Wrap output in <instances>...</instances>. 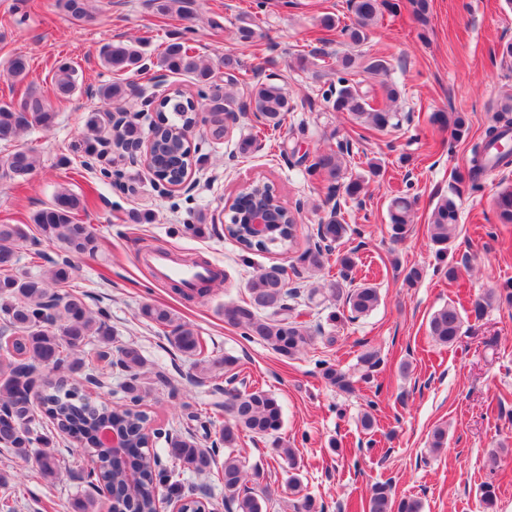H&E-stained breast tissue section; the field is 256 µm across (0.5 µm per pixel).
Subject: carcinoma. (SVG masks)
Returning a JSON list of instances; mask_svg holds the SVG:
<instances>
[{
  "mask_svg": "<svg viewBox=\"0 0 512 512\" xmlns=\"http://www.w3.org/2000/svg\"><path fill=\"white\" fill-rule=\"evenodd\" d=\"M195 0H152L153 8L160 14L177 12L188 18L194 14ZM386 0H350L353 22L341 26L339 32L346 41L360 45L367 39V31L375 23L385 7ZM59 6L74 21L88 17V0H59ZM103 66L111 71L143 74L153 68L192 79L195 90L175 88L159 103L158 112L163 114L162 125L154 134L150 145V158L158 177L177 184L192 166L201 161L199 147L193 146L184 136V130L193 122L196 112L207 110L215 116L212 135H224V122L219 114L238 109L251 112L262 120L267 128L278 129L288 113L297 104L283 85L267 78L250 86L246 99L236 98L233 88L241 72L240 60L226 53L218 59L224 67L226 81L216 79L213 65L195 53L181 41L168 43L163 51L151 56L141 42H112L101 52ZM357 59L345 54L330 67L336 80L330 82L323 93L324 100L336 112H346L361 125L384 131L397 128L402 119L390 103L396 101L399 90L393 83L383 82L380 89L363 88L349 79ZM28 75V62L22 56L11 60L0 77L23 81ZM55 87L61 97H69L78 89V72L70 64H59L55 72ZM97 94L103 108L88 114L86 127L89 135L83 152L93 158L102 177L112 178V158L103 151L100 129L111 122L112 110H127L131 88L120 82L99 86ZM502 116L487 127L481 141L471 147L470 166L459 180L471 190L481 188L483 177L490 171L512 165V153L499 149L507 144L512 133V97L500 105ZM56 119L51 104L37 91L31 90L18 102H0V144L9 152L0 156V180L19 181L27 178L38 163L34 151L16 141L32 127L51 128ZM431 121L441 127L452 128L453 136L461 140L469 133V121L462 112H435ZM145 131L137 122H127L116 135L117 141L139 142ZM344 160L343 143L327 146L317 152L306 167L311 177L327 182V195L339 191L356 199L364 190V181L342 179ZM275 215V224L265 239H247L242 217L251 200L238 197L229 215L227 230L229 239L247 252L272 253L293 247L297 229L293 227L292 214L275 193L264 196ZM497 217L502 224H512V188H505L495 197ZM414 200L406 194L394 196L388 207L391 237L395 241L406 238L412 224ZM84 209L82 198L64 188L52 201L36 211L31 224H0V337L12 338L13 354L0 359V450L15 458L27 461L35 458L37 474L46 482L61 476L64 467L52 447L54 434H67L77 438L95 450L100 467L94 476L84 472L71 474L80 481L93 479L104 485L112 496L116 512H156L155 489L163 487L168 494L185 501L183 508L198 512L201 503L196 500V487L185 485L179 479L182 472L196 475H217L224 484V507L227 512H264L266 497L246 487L245 461L234 455L240 435L270 442L271 459L281 460L288 466L287 486L290 494L300 493L297 471L301 467L299 450L281 441L282 407L268 391L253 387L226 388L224 411L230 422L218 431L219 447L201 444L196 434L186 431L171 434L150 426V416L141 409V402L151 390V382L145 376L144 358L131 345L112 346V329L108 324L109 312L100 309L91 312L84 298L59 288L70 283L77 270L75 260L93 254L97 238L91 227L82 224L77 214ZM459 225V208L451 196L436 203L430 216L429 234L435 247L439 269L450 279L456 278L458 266L447 261L448 248ZM354 232L345 224L341 212L336 211L326 222L318 225L317 236L327 244V249L308 247L300 255L303 267L308 271L325 268L332 250L340 245L348 234ZM36 243L59 244L64 256L52 262L48 269L38 268L44 259L41 251L29 255L34 271H19L20 247L28 239ZM341 267L340 280L329 283L330 297L348 306L351 318L366 315L378 305L376 288L361 285L345 289L354 266L352 254L338 256ZM249 299L242 304L224 305V322L242 330L248 339L256 338L268 345L278 355L292 359L306 350L312 334L297 321L290 301L298 297L294 288L287 287L285 269L277 264L261 268L248 282ZM141 315L163 329L168 343L177 352L193 359L192 378L205 384L223 375L232 382L235 375L231 368L237 359L232 355L213 357L205 353L203 338L194 327L182 320L164 305L145 304ZM464 317L461 309L450 301L437 310L428 324L429 336L438 344L451 346L462 334ZM95 340L99 350L97 358L106 367L122 372L121 391L124 403L112 406L101 404L92 407L71 389V384L81 380H97L90 363L83 354V347ZM383 363L380 353L367 350L360 356L363 377L377 370ZM46 369L58 372V382L40 386V375ZM322 377L331 386L342 391H352V382L346 374L328 365L322 368ZM186 419L207 430L212 424L206 409L184 405ZM102 425L121 429L127 436L129 447L125 456L115 458L112 450L96 446V432ZM164 440L163 452L171 461V469L158 467V454L150 453L149 444ZM228 450L224 464L217 462L220 449ZM72 512H101L98 496L88 492L75 495L70 502ZM367 512H422L420 500L392 496L387 482L374 484L368 499Z\"/></svg>",
  "mask_w": 512,
  "mask_h": 512,
  "instance_id": "carcinoma-1",
  "label": "carcinoma"
}]
</instances>
